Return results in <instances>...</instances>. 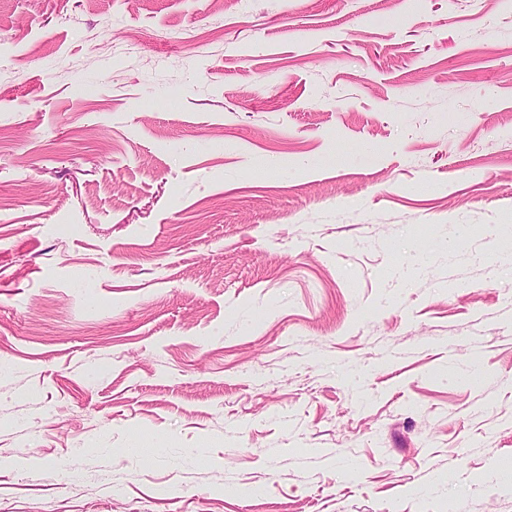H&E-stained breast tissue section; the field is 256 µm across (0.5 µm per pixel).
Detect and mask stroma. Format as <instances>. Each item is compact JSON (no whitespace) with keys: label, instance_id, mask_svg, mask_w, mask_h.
<instances>
[{"label":"stroma","instance_id":"stroma-1","mask_svg":"<svg viewBox=\"0 0 512 512\" xmlns=\"http://www.w3.org/2000/svg\"><path fill=\"white\" fill-rule=\"evenodd\" d=\"M1 361L0 512H512V0H0Z\"/></svg>","mask_w":512,"mask_h":512}]
</instances>
